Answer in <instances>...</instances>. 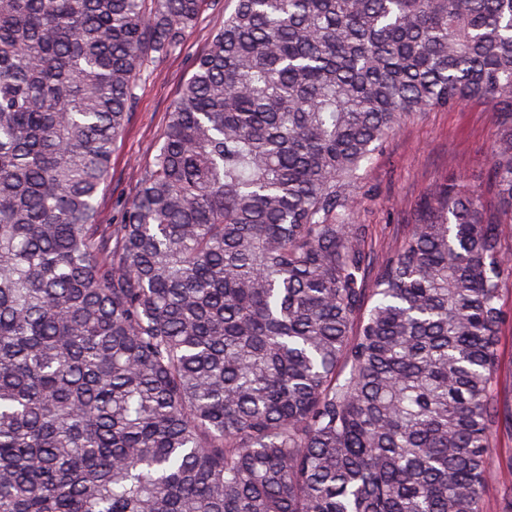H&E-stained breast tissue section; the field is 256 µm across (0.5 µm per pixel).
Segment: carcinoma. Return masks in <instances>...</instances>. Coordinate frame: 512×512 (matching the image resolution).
<instances>
[{
    "mask_svg": "<svg viewBox=\"0 0 512 512\" xmlns=\"http://www.w3.org/2000/svg\"><path fill=\"white\" fill-rule=\"evenodd\" d=\"M205 0H0V512H482L507 421L512 0H237L118 224L136 73ZM490 101L364 280L352 186ZM498 361L499 402L501 407L512 408V320L501 328Z\"/></svg>",
    "mask_w": 512,
    "mask_h": 512,
    "instance_id": "1",
    "label": "carcinoma"
}]
</instances>
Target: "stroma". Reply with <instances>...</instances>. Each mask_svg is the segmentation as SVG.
Wrapping results in <instances>:
<instances>
[{"label":"stroma","instance_id":"stroma-1","mask_svg":"<svg viewBox=\"0 0 512 512\" xmlns=\"http://www.w3.org/2000/svg\"><path fill=\"white\" fill-rule=\"evenodd\" d=\"M235 6L236 0H207L183 46L138 72L129 121L113 147L111 176L98 197L104 223L116 222L122 207L135 195L140 173L155 154L197 56ZM496 135L495 109L483 100L453 109L428 108L401 121L362 169L354 191L357 215L372 228L369 247L374 261H381L398 246L411 213L436 182L458 175L472 186L482 184ZM511 462L512 431L503 429L492 451L484 512H502L498 478Z\"/></svg>","mask_w":512,"mask_h":512}]
</instances>
